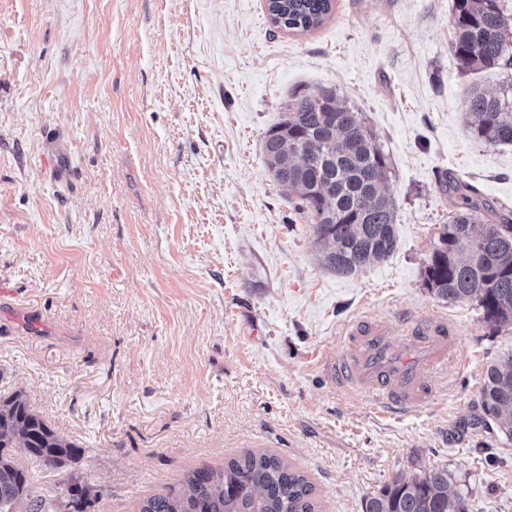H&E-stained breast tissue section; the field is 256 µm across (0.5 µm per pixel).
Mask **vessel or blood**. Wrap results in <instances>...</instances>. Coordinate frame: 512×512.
<instances>
[{
  "instance_id": "1",
  "label": "vessel or blood",
  "mask_w": 512,
  "mask_h": 512,
  "mask_svg": "<svg viewBox=\"0 0 512 512\" xmlns=\"http://www.w3.org/2000/svg\"><path fill=\"white\" fill-rule=\"evenodd\" d=\"M346 346L336 363L341 387L365 392L382 413L418 410L433 391V379L464 355L447 320L394 322L366 319L343 331Z\"/></svg>"
}]
</instances>
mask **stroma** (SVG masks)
Wrapping results in <instances>:
<instances>
[{
  "mask_svg": "<svg viewBox=\"0 0 512 512\" xmlns=\"http://www.w3.org/2000/svg\"><path fill=\"white\" fill-rule=\"evenodd\" d=\"M454 0H332L309 32L265 0H0V393L84 448L86 512H137L195 469L286 459L319 512H363L448 467L468 512H512V443L481 427L486 366L512 349L423 271L450 212L438 177L512 212V145L463 121ZM330 88L388 157L397 247L343 276L275 183L266 131ZM446 317L468 362L381 417L332 364L366 317Z\"/></svg>",
  "mask_w": 512,
  "mask_h": 512,
  "instance_id": "stroma-1",
  "label": "stroma"
}]
</instances>
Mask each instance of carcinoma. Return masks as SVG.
I'll return each mask as SVG.
<instances>
[{"instance_id": "1", "label": "carcinoma", "mask_w": 512, "mask_h": 512, "mask_svg": "<svg viewBox=\"0 0 512 512\" xmlns=\"http://www.w3.org/2000/svg\"><path fill=\"white\" fill-rule=\"evenodd\" d=\"M273 24L309 32L332 11V0H266ZM452 51L470 72L512 65V15L501 0H454ZM288 136L278 122L263 152L273 179H288L297 210L314 218L325 267L353 274L390 256L397 246L395 201L381 171L387 159L358 113L332 89L295 91L286 103ZM465 124L489 145L512 144V87L494 94L469 89ZM453 210L425 267V286L442 302H469L492 333L512 330V214L481 202L478 189L453 174L440 179ZM479 407L486 428L512 442V351L485 370ZM21 448L48 472L71 467L84 449L64 439L20 391L0 395V512H58V499L38 493V479L12 456ZM448 467L396 478L368 498L364 512H467L465 495L449 491ZM83 512L89 487L64 482ZM139 512H316L314 490L283 458L248 452L222 468L189 472L177 490L145 499Z\"/></svg>"}]
</instances>
